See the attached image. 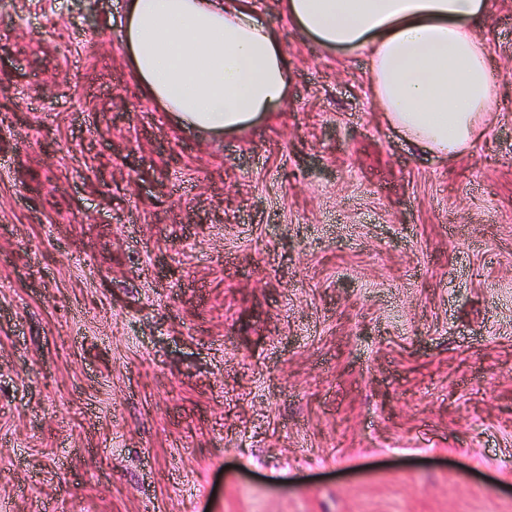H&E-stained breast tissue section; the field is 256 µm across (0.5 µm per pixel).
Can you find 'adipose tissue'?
<instances>
[{
  "instance_id": "ef3b65f1",
  "label": "adipose tissue",
  "mask_w": 512,
  "mask_h": 512,
  "mask_svg": "<svg viewBox=\"0 0 512 512\" xmlns=\"http://www.w3.org/2000/svg\"><path fill=\"white\" fill-rule=\"evenodd\" d=\"M282 6L324 49L368 53L374 102L407 141L448 158L482 136L498 82L482 35L490 0ZM119 43L145 97L208 136L243 131L287 97L278 33L253 0H126Z\"/></svg>"
}]
</instances>
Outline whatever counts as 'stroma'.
<instances>
[{"instance_id":"1","label":"stroma","mask_w":512,"mask_h":512,"mask_svg":"<svg viewBox=\"0 0 512 512\" xmlns=\"http://www.w3.org/2000/svg\"><path fill=\"white\" fill-rule=\"evenodd\" d=\"M122 2L0 12V512H512V0L447 160L280 0L287 103L178 127Z\"/></svg>"}]
</instances>
